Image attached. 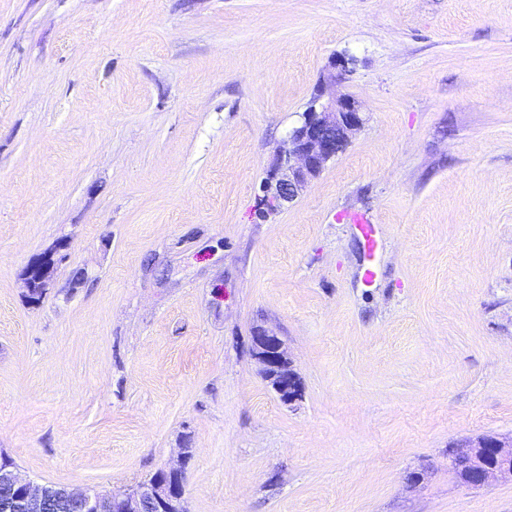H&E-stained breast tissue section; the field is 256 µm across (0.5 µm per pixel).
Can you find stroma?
<instances>
[{"label":"stroma","mask_w":512,"mask_h":512,"mask_svg":"<svg viewBox=\"0 0 512 512\" xmlns=\"http://www.w3.org/2000/svg\"><path fill=\"white\" fill-rule=\"evenodd\" d=\"M324 81L365 121L266 211ZM483 436L512 437V0H0V450L22 473L118 491L186 445L187 512H512V482L448 473ZM55 250L50 249L43 253V259L33 265H31L25 276L26 286L28 291L32 293H39L46 287L47 276L53 265V256ZM252 353L272 388L284 404L301 397V383L291 368L283 341L265 329H258L252 339Z\"/></svg>","instance_id":"stroma-1"}]
</instances>
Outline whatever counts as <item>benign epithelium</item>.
<instances>
[{"instance_id": "obj_1", "label": "benign epithelium", "mask_w": 512, "mask_h": 512, "mask_svg": "<svg viewBox=\"0 0 512 512\" xmlns=\"http://www.w3.org/2000/svg\"><path fill=\"white\" fill-rule=\"evenodd\" d=\"M363 124L357 103L334 98L320 87L298 123L288 132L276 154L267 188L268 210L277 211L295 201L300 192L322 171L324 165L342 152L350 135ZM56 249L43 253L25 274L28 291L39 293L46 287ZM252 353L272 388L285 404L301 397V383L291 368L283 341L264 329L252 339ZM448 468L472 473L470 487L479 488L491 480H512V440H465L448 453ZM0 485L8 494L0 497V512H46L49 508L66 512H142V509L169 506L175 490L150 476L124 491L102 495L89 487L65 488L40 484L22 474L18 466L0 469Z\"/></svg>"}]
</instances>
